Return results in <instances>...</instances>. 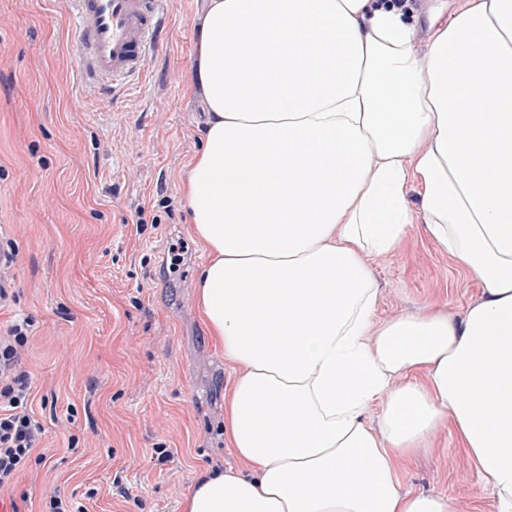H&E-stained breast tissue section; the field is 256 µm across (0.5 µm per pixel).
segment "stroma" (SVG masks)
<instances>
[{
    "mask_svg": "<svg viewBox=\"0 0 512 512\" xmlns=\"http://www.w3.org/2000/svg\"><path fill=\"white\" fill-rule=\"evenodd\" d=\"M173 2L148 84L112 99L80 84L66 0H0V239L17 249L0 275L14 293L0 333L17 316L32 321L24 364L48 458L0 490L18 512H41L56 488L88 496L89 512H181L203 470L236 463L224 434L235 373L196 308L207 255L181 194L205 122L186 82L206 0ZM372 267L381 318L428 304L458 314L478 297L420 224ZM159 448L172 458L158 461ZM403 484L492 512L449 430Z\"/></svg>",
    "mask_w": 512,
    "mask_h": 512,
    "instance_id": "35a3bbf8",
    "label": "stroma"
}]
</instances>
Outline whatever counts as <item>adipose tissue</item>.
Instances as JSON below:
<instances>
[{
  "instance_id": "obj_1",
  "label": "adipose tissue",
  "mask_w": 512,
  "mask_h": 512,
  "mask_svg": "<svg viewBox=\"0 0 512 512\" xmlns=\"http://www.w3.org/2000/svg\"><path fill=\"white\" fill-rule=\"evenodd\" d=\"M428 21L422 43L395 0H208L199 17L184 195L209 255L197 307L236 370L237 464L205 470L182 512H457L402 484L446 429L512 512V0ZM417 222L480 295L377 319L368 261Z\"/></svg>"
}]
</instances>
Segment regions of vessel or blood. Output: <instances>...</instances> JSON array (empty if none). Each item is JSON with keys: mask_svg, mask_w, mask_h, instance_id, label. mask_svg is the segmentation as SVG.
<instances>
[{"mask_svg": "<svg viewBox=\"0 0 512 512\" xmlns=\"http://www.w3.org/2000/svg\"><path fill=\"white\" fill-rule=\"evenodd\" d=\"M75 61L82 82L120 95L148 75L172 0H70Z\"/></svg>", "mask_w": 512, "mask_h": 512, "instance_id": "obj_1", "label": "vessel or blood"}]
</instances>
